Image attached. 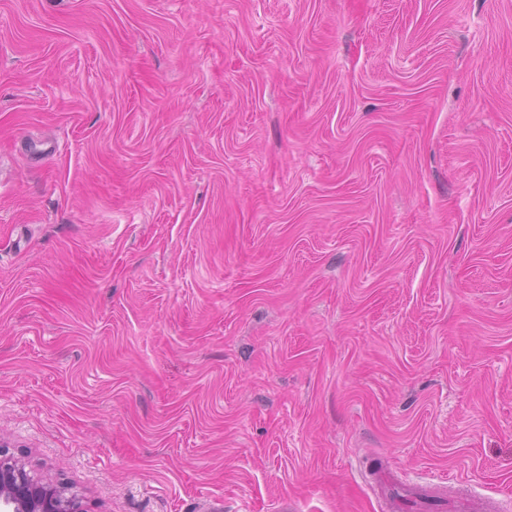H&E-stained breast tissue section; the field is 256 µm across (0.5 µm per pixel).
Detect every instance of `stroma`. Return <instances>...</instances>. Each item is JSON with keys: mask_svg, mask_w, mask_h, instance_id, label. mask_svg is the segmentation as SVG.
<instances>
[{"mask_svg": "<svg viewBox=\"0 0 512 512\" xmlns=\"http://www.w3.org/2000/svg\"><path fill=\"white\" fill-rule=\"evenodd\" d=\"M0 438L91 512L512 499V0H0ZM393 474L390 469H382L374 473H366L368 483H375L386 491L388 501L385 502L387 511L401 512L408 503H417L430 496V487L421 484L395 485L392 481Z\"/></svg>", "mask_w": 512, "mask_h": 512, "instance_id": "35a3bbf8", "label": "stroma"}]
</instances>
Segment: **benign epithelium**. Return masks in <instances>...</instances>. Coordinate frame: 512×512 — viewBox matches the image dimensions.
<instances>
[{
	"label": "benign epithelium",
	"mask_w": 512,
	"mask_h": 512,
	"mask_svg": "<svg viewBox=\"0 0 512 512\" xmlns=\"http://www.w3.org/2000/svg\"><path fill=\"white\" fill-rule=\"evenodd\" d=\"M0 512H89L82 493L27 469L0 440Z\"/></svg>",
	"instance_id": "7a95c632"
}]
</instances>
